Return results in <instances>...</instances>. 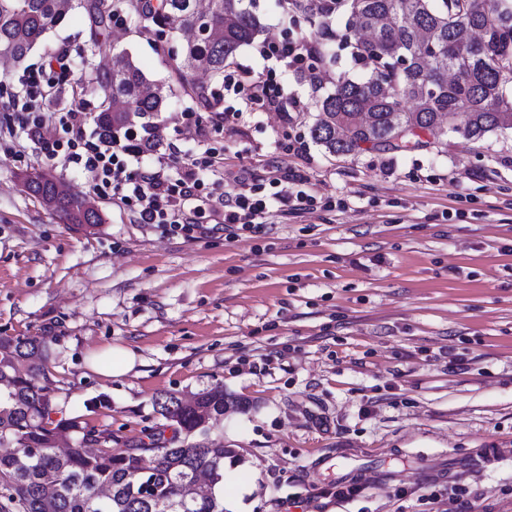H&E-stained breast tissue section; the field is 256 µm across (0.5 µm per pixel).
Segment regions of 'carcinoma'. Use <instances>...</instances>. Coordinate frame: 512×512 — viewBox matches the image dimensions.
<instances>
[{"instance_id":"1","label":"carcinoma","mask_w":512,"mask_h":512,"mask_svg":"<svg viewBox=\"0 0 512 512\" xmlns=\"http://www.w3.org/2000/svg\"><path fill=\"white\" fill-rule=\"evenodd\" d=\"M0 0V55L21 62L46 32L70 11L83 10L94 55L110 63L93 67L72 87L99 103L94 120L112 139L141 126L158 135L169 98L197 100L220 111L224 70L263 33L246 0H207L212 37L188 38L165 54L172 82L150 79L132 55L106 36L126 16L136 33L191 31L198 0ZM316 0H298L295 11L317 27L329 26ZM353 27L345 41L365 62L362 79L330 75L324 51L312 70L324 76L310 128L314 143L331 155L364 150L411 152L442 144L450 134L479 141L512 130V95L506 91L512 65V0H344ZM182 19L169 26L170 17ZM429 139L423 140L421 136ZM27 192L72 224L103 223L91 200L60 191L49 172L21 176ZM224 387L185 398L174 392L152 400L164 423L133 448H112V431L79 417L55 420L56 396L43 336H0V512H224V443L208 425L224 415ZM172 436L165 437V430ZM71 436L75 446L58 452ZM98 446L95 452L86 447Z\"/></svg>"}]
</instances>
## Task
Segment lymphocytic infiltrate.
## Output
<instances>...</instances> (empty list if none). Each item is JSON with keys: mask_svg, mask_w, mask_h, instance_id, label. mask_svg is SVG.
Masks as SVG:
<instances>
[{"mask_svg": "<svg viewBox=\"0 0 512 512\" xmlns=\"http://www.w3.org/2000/svg\"><path fill=\"white\" fill-rule=\"evenodd\" d=\"M313 37L263 40L258 52L277 67L304 63L320 50ZM43 85L28 83L25 99H8L11 111L28 115L26 135L42 145L50 158H62L92 173L97 191H113L120 204L133 213L136 223L161 227L174 237L197 239L208 225L223 226L226 239L259 235L273 215L298 218L317 209L331 210L337 203L320 200L303 190L298 173L274 169L260 176L239 180L232 195H223L224 154L209 145V132L197 127L199 152L174 155L151 154L147 143L151 131L135 132L133 138L106 142L93 130L94 119L80 111L54 112L44 108ZM225 90L238 95L245 112L288 114L302 109L301 100L290 96L277 81L275 69L253 82L243 83L237 72L224 77ZM63 128L64 138H52L55 128ZM151 164H143L145 156Z\"/></svg>", "mask_w": 512, "mask_h": 512, "instance_id": "1", "label": "lymphocytic infiltrate"}]
</instances>
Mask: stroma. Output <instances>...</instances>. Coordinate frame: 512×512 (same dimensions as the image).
Here are the masks:
<instances>
[{
    "instance_id": "35a3bbf8",
    "label": "stroma",
    "mask_w": 512,
    "mask_h": 512,
    "mask_svg": "<svg viewBox=\"0 0 512 512\" xmlns=\"http://www.w3.org/2000/svg\"><path fill=\"white\" fill-rule=\"evenodd\" d=\"M265 37L316 35L277 0H256ZM117 35L150 79L169 69L153 42ZM79 11L23 63H0V96L23 98L50 52L78 54ZM303 111L226 117L224 190L242 169L304 176L345 209L273 218L255 238L195 241L132 223L91 173L62 170L0 112V336H49L65 416L111 429L119 446L159 425L152 399L223 384L241 401L210 423L235 453L224 498L252 512H512V132L408 153L334 157L310 136L309 80L278 70ZM188 97L163 114L164 152L194 150ZM51 169L92 197L103 224L80 228L46 210L19 175ZM106 347L134 354L105 376ZM107 396L110 405L86 413ZM332 457L335 467L319 465ZM361 485L351 500L336 484Z\"/></svg>"
}]
</instances>
